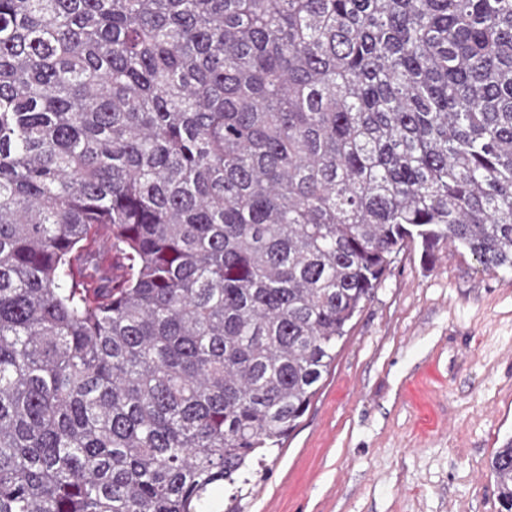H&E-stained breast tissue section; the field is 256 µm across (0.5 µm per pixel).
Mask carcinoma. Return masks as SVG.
Masks as SVG:
<instances>
[{
    "mask_svg": "<svg viewBox=\"0 0 512 512\" xmlns=\"http://www.w3.org/2000/svg\"><path fill=\"white\" fill-rule=\"evenodd\" d=\"M414 242L512 272V0H0V512H210Z\"/></svg>",
    "mask_w": 512,
    "mask_h": 512,
    "instance_id": "obj_1",
    "label": "carcinoma"
}]
</instances>
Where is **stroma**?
<instances>
[{"instance_id":"stroma-1","label":"stroma","mask_w":512,"mask_h":512,"mask_svg":"<svg viewBox=\"0 0 512 512\" xmlns=\"http://www.w3.org/2000/svg\"><path fill=\"white\" fill-rule=\"evenodd\" d=\"M512 438V273L443 244L397 254L240 512H498ZM489 469L496 484L500 512H512V439L495 450Z\"/></svg>"}]
</instances>
